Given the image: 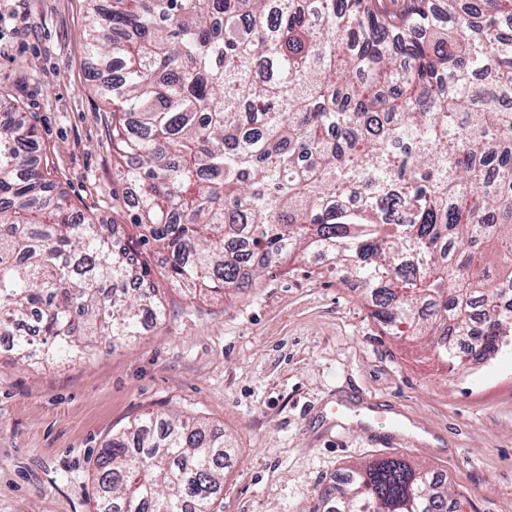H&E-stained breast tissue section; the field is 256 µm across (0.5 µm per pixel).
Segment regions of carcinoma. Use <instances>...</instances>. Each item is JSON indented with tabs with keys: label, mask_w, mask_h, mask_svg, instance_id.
I'll return each instance as SVG.
<instances>
[{
	"label": "carcinoma",
	"mask_w": 512,
	"mask_h": 512,
	"mask_svg": "<svg viewBox=\"0 0 512 512\" xmlns=\"http://www.w3.org/2000/svg\"><path fill=\"white\" fill-rule=\"evenodd\" d=\"M109 0L87 12L107 75L120 208L82 213L0 112V342L53 364L164 316L148 256L192 299L318 253L383 333L444 364L512 346V0ZM234 448L145 414L95 463L96 512H215ZM406 460L348 468L313 512H460Z\"/></svg>",
	"instance_id": "cac0c4a2"
}]
</instances>
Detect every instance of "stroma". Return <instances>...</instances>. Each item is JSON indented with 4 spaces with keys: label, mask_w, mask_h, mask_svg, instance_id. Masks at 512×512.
<instances>
[{
    "label": "stroma",
    "mask_w": 512,
    "mask_h": 512,
    "mask_svg": "<svg viewBox=\"0 0 512 512\" xmlns=\"http://www.w3.org/2000/svg\"><path fill=\"white\" fill-rule=\"evenodd\" d=\"M87 0H0V100L30 112L37 149L81 209L111 223L115 175L100 66L84 54ZM135 339L27 364L0 348V512H94L96 457L145 413L223 431L237 463L221 512H312L344 468L382 456L440 473L462 512H512V348L449 370L383 335L361 288L319 255L252 288L190 299ZM389 405L364 425L359 399ZM403 430L375 445L367 431Z\"/></svg>",
    "instance_id": "stroma-1"
}]
</instances>
